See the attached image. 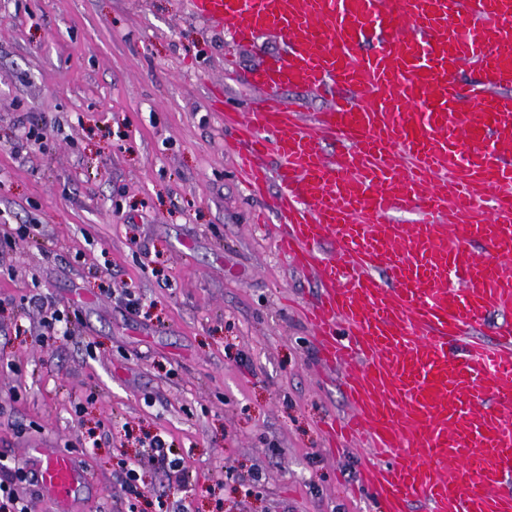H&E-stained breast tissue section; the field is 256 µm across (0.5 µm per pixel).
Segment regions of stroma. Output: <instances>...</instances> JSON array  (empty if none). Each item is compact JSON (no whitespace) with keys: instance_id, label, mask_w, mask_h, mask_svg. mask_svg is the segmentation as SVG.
I'll use <instances>...</instances> for the list:
<instances>
[{"instance_id":"1","label":"stroma","mask_w":512,"mask_h":512,"mask_svg":"<svg viewBox=\"0 0 512 512\" xmlns=\"http://www.w3.org/2000/svg\"><path fill=\"white\" fill-rule=\"evenodd\" d=\"M282 49L185 0H0V226L35 227L0 247V462L70 452L100 486L81 512H126L130 462L138 512L173 493L189 512H378L355 492L365 449L326 448L348 405L301 314L319 288L278 253L213 108L244 111ZM35 295L77 311L67 333L39 336ZM157 434L182 489L149 462Z\"/></svg>"}]
</instances>
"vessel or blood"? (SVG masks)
Instances as JSON below:
<instances>
[{
	"label": "vessel or blood",
	"mask_w": 512,
	"mask_h": 512,
	"mask_svg": "<svg viewBox=\"0 0 512 512\" xmlns=\"http://www.w3.org/2000/svg\"><path fill=\"white\" fill-rule=\"evenodd\" d=\"M189 13L244 44H288L252 75L239 169L280 216V253L322 288L307 319L327 367H346L349 406L332 446L367 441L359 483L381 512L416 499L512 512V96L497 92L512 85V0H189ZM463 66L480 85L458 81ZM329 85L335 102L309 121L265 98ZM404 208L414 223L389 221ZM494 312L511 317L496 340L471 337ZM26 458L39 494L77 512L91 479L75 461Z\"/></svg>",
	"instance_id": "obj_1"
}]
</instances>
